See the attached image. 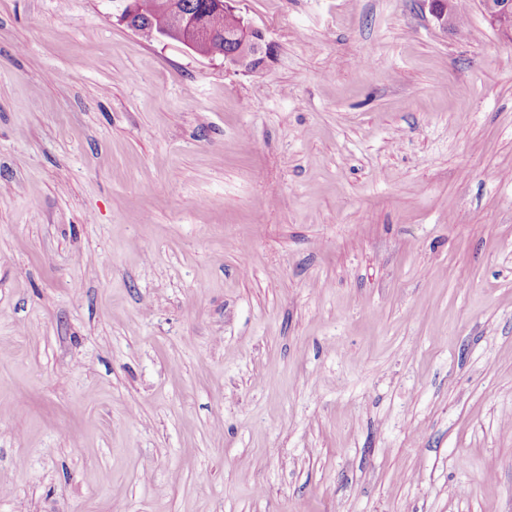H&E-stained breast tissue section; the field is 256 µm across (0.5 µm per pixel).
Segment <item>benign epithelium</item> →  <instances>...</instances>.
Wrapping results in <instances>:
<instances>
[{
	"instance_id": "7a95c632",
	"label": "benign epithelium",
	"mask_w": 512,
	"mask_h": 512,
	"mask_svg": "<svg viewBox=\"0 0 512 512\" xmlns=\"http://www.w3.org/2000/svg\"><path fill=\"white\" fill-rule=\"evenodd\" d=\"M119 21L131 24L132 18L144 13L147 0H116ZM434 22L443 30L455 27L453 0H426ZM480 8L490 25L500 28L499 20H512V0H479ZM205 6L222 11L234 25L224 31V38L233 42L234 50L224 55V66L246 72H257L267 67L271 46L263 31L245 19L237 9V0H206ZM190 30L192 37L183 39V45L194 51L196 47L213 37V32L200 24L178 15L160 24L159 38Z\"/></svg>"
}]
</instances>
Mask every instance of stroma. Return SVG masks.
Masks as SVG:
<instances>
[{
	"label": "stroma",
	"mask_w": 512,
	"mask_h": 512,
	"mask_svg": "<svg viewBox=\"0 0 512 512\" xmlns=\"http://www.w3.org/2000/svg\"><path fill=\"white\" fill-rule=\"evenodd\" d=\"M240 0L225 68L0 0V512H512V40ZM237 2V0H208L204 6L217 12H203L198 20L217 34L208 45L210 52L224 54L232 47L228 41L234 43V50L224 55L225 67L257 72L267 67V61L271 57V46L266 41L263 31L239 13ZM218 11H224V13ZM224 16L234 22V25L227 30L224 29L230 26V22Z\"/></svg>",
	"instance_id": "stroma-1"
}]
</instances>
